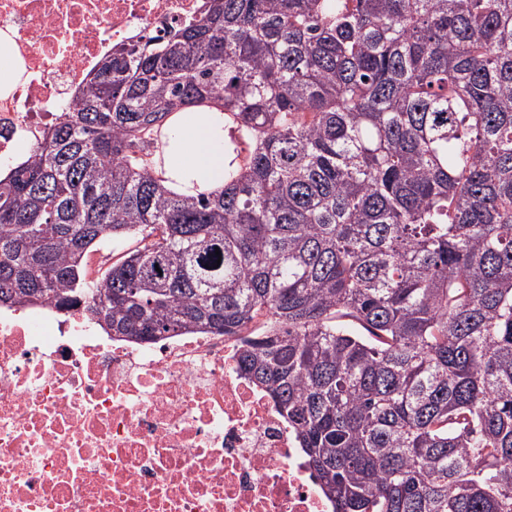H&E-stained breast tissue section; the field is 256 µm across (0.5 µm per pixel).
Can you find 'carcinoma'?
Instances as JSON below:
<instances>
[{
  "mask_svg": "<svg viewBox=\"0 0 512 512\" xmlns=\"http://www.w3.org/2000/svg\"><path fill=\"white\" fill-rule=\"evenodd\" d=\"M190 105L248 142L219 193L155 174ZM36 291L244 337L333 512H512V0H206L116 48L0 177V302Z\"/></svg>",
  "mask_w": 512,
  "mask_h": 512,
  "instance_id": "cac0c4a2",
  "label": "carcinoma"
}]
</instances>
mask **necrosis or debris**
Segmentation results:
<instances>
[{
    "instance_id": "obj_1",
    "label": "necrosis or debris",
    "mask_w": 512,
    "mask_h": 512,
    "mask_svg": "<svg viewBox=\"0 0 512 512\" xmlns=\"http://www.w3.org/2000/svg\"><path fill=\"white\" fill-rule=\"evenodd\" d=\"M205 0H0L22 75L0 163L59 122L86 75ZM238 336H100L83 306L0 309V512H333Z\"/></svg>"
}]
</instances>
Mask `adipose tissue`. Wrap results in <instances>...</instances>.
Wrapping results in <instances>:
<instances>
[{"mask_svg": "<svg viewBox=\"0 0 512 512\" xmlns=\"http://www.w3.org/2000/svg\"><path fill=\"white\" fill-rule=\"evenodd\" d=\"M232 125L215 109L192 105L174 113L166 128L165 188L184 195L223 189L224 170L235 157Z\"/></svg>", "mask_w": 512, "mask_h": 512, "instance_id": "1", "label": "adipose tissue"}]
</instances>
